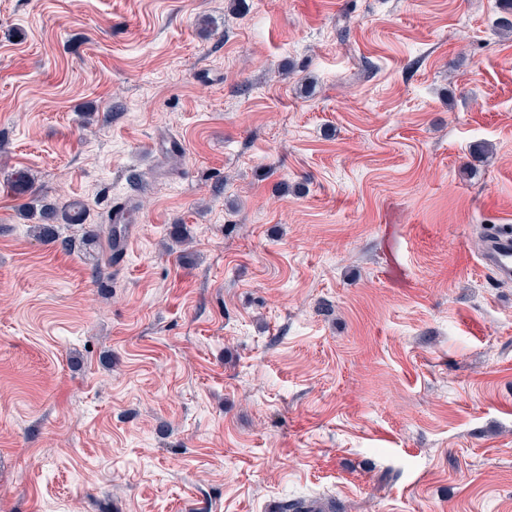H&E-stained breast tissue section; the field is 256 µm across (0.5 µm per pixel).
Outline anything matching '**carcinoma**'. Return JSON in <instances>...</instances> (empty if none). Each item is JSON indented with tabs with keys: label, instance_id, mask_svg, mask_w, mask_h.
Wrapping results in <instances>:
<instances>
[{
	"label": "carcinoma",
	"instance_id": "1",
	"mask_svg": "<svg viewBox=\"0 0 512 512\" xmlns=\"http://www.w3.org/2000/svg\"><path fill=\"white\" fill-rule=\"evenodd\" d=\"M11 183L19 195L29 197V202L25 203L26 217L36 220V223L29 225L30 233L42 242L58 243L62 248H67L69 241L59 238L58 224L67 217L74 204L44 201L27 171L13 173Z\"/></svg>",
	"mask_w": 512,
	"mask_h": 512
}]
</instances>
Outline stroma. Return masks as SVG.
Returning a JSON list of instances; mask_svg holds the SVG:
<instances>
[{
    "label": "stroma",
    "mask_w": 512,
    "mask_h": 512,
    "mask_svg": "<svg viewBox=\"0 0 512 512\" xmlns=\"http://www.w3.org/2000/svg\"><path fill=\"white\" fill-rule=\"evenodd\" d=\"M503 14L0 0V512H512ZM11 183L16 192L25 197H29V202L25 203L27 211L25 217L27 219H36V224L29 225L30 233L38 240L48 243H59L62 248L66 249L69 246V241L59 238L58 225L59 221H65L68 213L73 209L76 203L67 202H54L48 203L38 193L35 188V182L31 174L27 171H17L11 176ZM80 211L77 212L76 217L71 220L70 224L78 223L85 220V210L82 206L78 205ZM504 227L485 236L479 260L481 266L490 270L498 280L511 281L512 233Z\"/></svg>",
    "instance_id": "stroma-1"
}]
</instances>
